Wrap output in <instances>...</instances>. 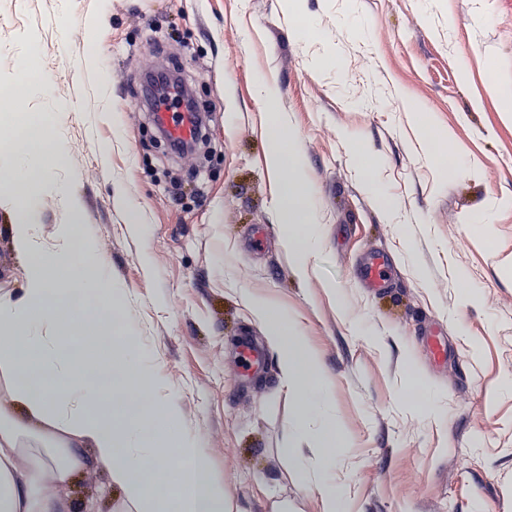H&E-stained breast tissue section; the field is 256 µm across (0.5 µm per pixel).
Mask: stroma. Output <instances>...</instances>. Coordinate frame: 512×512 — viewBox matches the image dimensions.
<instances>
[{
	"label": "stroma",
	"mask_w": 512,
	"mask_h": 512,
	"mask_svg": "<svg viewBox=\"0 0 512 512\" xmlns=\"http://www.w3.org/2000/svg\"><path fill=\"white\" fill-rule=\"evenodd\" d=\"M162 63L210 112L208 160L152 135L140 81ZM18 88L0 137L45 113L67 145L37 176L39 246L90 232L113 336H136L236 512H322L299 465L325 440L345 512H512V0H0V92ZM17 163L0 147L2 300L28 263ZM292 176L311 195L291 228ZM376 251L386 295L355 272ZM281 313L329 391L306 423ZM83 455L69 512H126Z\"/></svg>",
	"instance_id": "stroma-1"
}]
</instances>
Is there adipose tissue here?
I'll return each instance as SVG.
<instances>
[{
  "label": "adipose tissue",
  "mask_w": 512,
  "mask_h": 512,
  "mask_svg": "<svg viewBox=\"0 0 512 512\" xmlns=\"http://www.w3.org/2000/svg\"><path fill=\"white\" fill-rule=\"evenodd\" d=\"M65 152L28 149L16 171V221L11 232L28 256L27 280L19 300H0V384L9 406L0 409V512H61L59 493L94 451L128 501L147 512H234L230 497L207 478L208 458L172 409L139 346L122 343L109 321H88L89 296L112 301L104 261L77 225L60 229L62 245L43 250L35 243L38 208L33 173ZM269 334L283 342L282 373L303 416L323 411L328 393L313 387L288 338L286 318Z\"/></svg>",
  "instance_id": "adipose-tissue-1"
}]
</instances>
